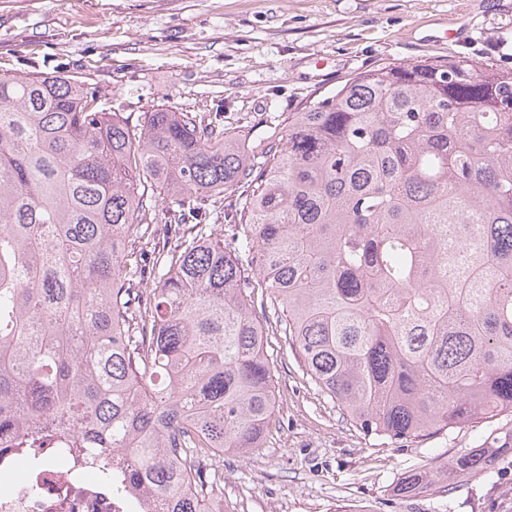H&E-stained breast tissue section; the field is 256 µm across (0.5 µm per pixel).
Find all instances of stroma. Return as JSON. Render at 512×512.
<instances>
[{"label": "stroma", "instance_id": "35a3bbf8", "mask_svg": "<svg viewBox=\"0 0 512 512\" xmlns=\"http://www.w3.org/2000/svg\"><path fill=\"white\" fill-rule=\"evenodd\" d=\"M465 57L512 69V0H0V74L64 70L117 100L130 124L157 108L206 114L251 137L282 113L385 62ZM276 408L264 444L213 458L224 512H435L395 496L442 472L483 424L422 443L363 435L303 374L268 302L255 304ZM447 512H512V467L470 479Z\"/></svg>", "mask_w": 512, "mask_h": 512}]
</instances>
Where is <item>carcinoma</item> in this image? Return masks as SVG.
Segmentation results:
<instances>
[{
  "label": "carcinoma",
  "instance_id": "carcinoma-1",
  "mask_svg": "<svg viewBox=\"0 0 512 512\" xmlns=\"http://www.w3.org/2000/svg\"><path fill=\"white\" fill-rule=\"evenodd\" d=\"M258 288L365 435L479 421L512 452V70L381 63L257 143L219 114L132 126L63 72L0 75L1 446L113 458L162 512H205L200 460L261 447L275 412ZM490 462L394 492L444 498Z\"/></svg>",
  "mask_w": 512,
  "mask_h": 512
}]
</instances>
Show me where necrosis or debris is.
Returning <instances> with one entry per match:
<instances>
[{
  "instance_id": "1",
  "label": "necrosis or debris",
  "mask_w": 512,
  "mask_h": 512,
  "mask_svg": "<svg viewBox=\"0 0 512 512\" xmlns=\"http://www.w3.org/2000/svg\"><path fill=\"white\" fill-rule=\"evenodd\" d=\"M96 463L37 449L24 458L22 449L0 450V512H153L145 498L98 478ZM39 496L25 492L29 483Z\"/></svg>"
}]
</instances>
